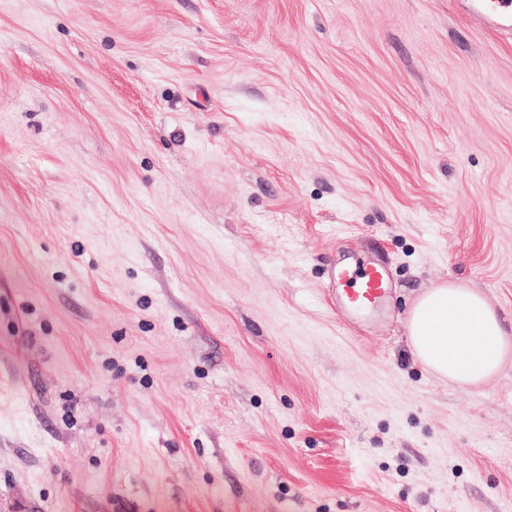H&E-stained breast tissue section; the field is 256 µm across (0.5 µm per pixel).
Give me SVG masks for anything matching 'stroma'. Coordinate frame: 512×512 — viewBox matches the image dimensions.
<instances>
[{
  "label": "stroma",
  "instance_id": "obj_1",
  "mask_svg": "<svg viewBox=\"0 0 512 512\" xmlns=\"http://www.w3.org/2000/svg\"><path fill=\"white\" fill-rule=\"evenodd\" d=\"M448 283L512 338V38L454 0H0V512H512V355L410 351ZM342 287L340 300L351 309H367L379 302L389 287L388 269L383 260H358L355 267H347L335 275Z\"/></svg>",
  "mask_w": 512,
  "mask_h": 512
}]
</instances>
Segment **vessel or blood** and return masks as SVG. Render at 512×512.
<instances>
[{"label":"vessel or blood","instance_id":"1","mask_svg":"<svg viewBox=\"0 0 512 512\" xmlns=\"http://www.w3.org/2000/svg\"><path fill=\"white\" fill-rule=\"evenodd\" d=\"M461 11L482 28L500 33L512 32V0H457ZM340 300L351 309L363 310L379 302L388 287V269L383 260H360L355 266L337 272Z\"/></svg>","mask_w":512,"mask_h":512}]
</instances>
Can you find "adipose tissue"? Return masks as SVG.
I'll use <instances>...</instances> for the list:
<instances>
[{"label": "adipose tissue", "mask_w": 512, "mask_h": 512, "mask_svg": "<svg viewBox=\"0 0 512 512\" xmlns=\"http://www.w3.org/2000/svg\"><path fill=\"white\" fill-rule=\"evenodd\" d=\"M411 352L436 375L475 387L495 375L512 353L496 312L463 285L429 289L408 319Z\"/></svg>", "instance_id": "adipose-tissue-1"}]
</instances>
